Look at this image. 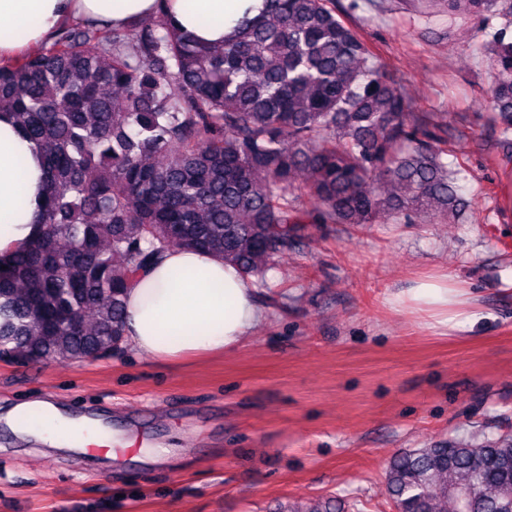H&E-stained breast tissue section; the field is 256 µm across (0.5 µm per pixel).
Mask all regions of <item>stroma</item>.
Returning <instances> with one entry per match:
<instances>
[{"mask_svg":"<svg viewBox=\"0 0 512 512\" xmlns=\"http://www.w3.org/2000/svg\"><path fill=\"white\" fill-rule=\"evenodd\" d=\"M336 0L415 111L434 112L463 162L460 223L313 224L255 285L264 318L218 356L161 364L116 345L85 363L0 360V512H270L336 494L395 512L385 469L406 448L512 435V164L486 106L482 44L499 17L449 27L413 0ZM449 274L459 325L398 306ZM53 402L137 446L110 457L37 442L5 420Z\"/></svg>","mask_w":512,"mask_h":512,"instance_id":"1","label":"stroma"}]
</instances>
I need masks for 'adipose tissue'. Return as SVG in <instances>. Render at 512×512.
Instances as JSON below:
<instances>
[{"instance_id": "ef3b65f1", "label": "adipose tissue", "mask_w": 512, "mask_h": 512, "mask_svg": "<svg viewBox=\"0 0 512 512\" xmlns=\"http://www.w3.org/2000/svg\"><path fill=\"white\" fill-rule=\"evenodd\" d=\"M263 7L264 0H172L168 14L174 26L215 44ZM155 13L156 0H0V62L47 47L74 22L124 26ZM45 201L42 149L0 113V265L35 238ZM255 294L239 268L216 254L163 249L125 290L123 339L159 363L236 349L263 318ZM402 301L448 325L463 316L467 295L442 274L416 282ZM8 420L59 448L108 442L97 422L66 418L47 402L17 406Z\"/></svg>"}]
</instances>
